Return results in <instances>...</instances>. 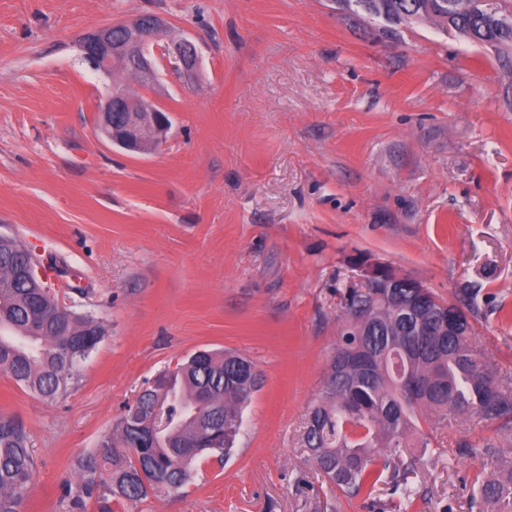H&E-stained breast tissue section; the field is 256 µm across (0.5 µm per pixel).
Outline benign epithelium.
<instances>
[{"instance_id":"obj_1","label":"benign epithelium","mask_w":512,"mask_h":512,"mask_svg":"<svg viewBox=\"0 0 512 512\" xmlns=\"http://www.w3.org/2000/svg\"><path fill=\"white\" fill-rule=\"evenodd\" d=\"M121 26L126 35L123 41L112 40V26L107 25L80 36L78 45L91 68L103 75H111L115 60L130 62L138 81L152 85L164 67L182 77L194 76L199 64V52L194 41L181 38L166 45L158 43L155 33L164 21L154 15H141L124 20ZM126 113V121L116 126L112 113ZM98 127L112 143L132 152L143 154L158 150L166 141L170 129L167 112L154 100L132 97L122 91H112L104 99ZM24 276L52 291L48 270L35 262Z\"/></svg>"}]
</instances>
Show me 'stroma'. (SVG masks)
<instances>
[{
  "instance_id": "obj_1",
  "label": "stroma",
  "mask_w": 512,
  "mask_h": 512,
  "mask_svg": "<svg viewBox=\"0 0 512 512\" xmlns=\"http://www.w3.org/2000/svg\"><path fill=\"white\" fill-rule=\"evenodd\" d=\"M140 14L199 49L155 88L94 71L79 35ZM121 86L170 114L133 155L98 131ZM71 286L106 335L48 403L0 373V412L35 461L23 512H73V461L98 450L145 380L200 349L250 360L262 385L234 453L177 493L111 512H390L330 489L301 446L342 324L337 285L366 256L458 302L512 382V82L493 50L427 22L397 41L327 0H0V234ZM412 512H473L501 422L423 423Z\"/></svg>"
}]
</instances>
